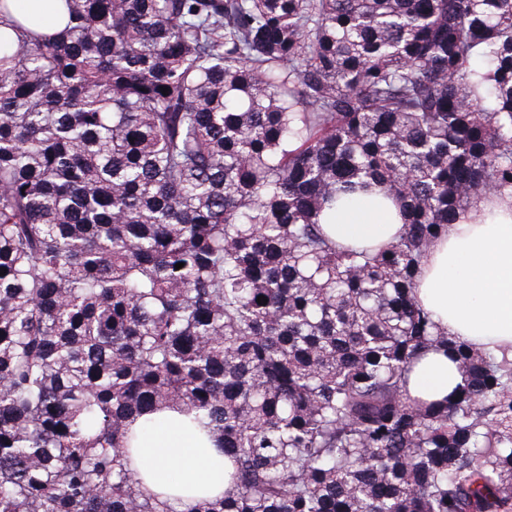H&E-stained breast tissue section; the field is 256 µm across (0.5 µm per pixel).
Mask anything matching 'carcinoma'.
Segmentation results:
<instances>
[{
  "mask_svg": "<svg viewBox=\"0 0 512 512\" xmlns=\"http://www.w3.org/2000/svg\"><path fill=\"white\" fill-rule=\"evenodd\" d=\"M60 4L0 0V512H512V361L413 293L512 194V0ZM373 190L397 241L324 234ZM429 349L441 401L406 390ZM167 410L224 495L145 491ZM58 0H20L24 2L18 6V12L35 15L43 19V27L47 33H52L57 28L61 5L55 3ZM458 382L460 377L448 358L441 352L429 351L411 373L409 391L412 397L441 400Z\"/></svg>",
  "mask_w": 512,
  "mask_h": 512,
  "instance_id": "1",
  "label": "carcinoma"
}]
</instances>
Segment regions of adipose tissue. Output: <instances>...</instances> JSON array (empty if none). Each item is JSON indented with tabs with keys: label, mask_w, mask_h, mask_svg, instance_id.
I'll list each match as a JSON object with an SVG mask.
<instances>
[{
	"label": "adipose tissue",
	"mask_w": 512,
	"mask_h": 512,
	"mask_svg": "<svg viewBox=\"0 0 512 512\" xmlns=\"http://www.w3.org/2000/svg\"><path fill=\"white\" fill-rule=\"evenodd\" d=\"M400 208L374 193H357L327 216L340 243L379 245L404 231ZM415 293L433 320L469 345L512 360V195L482 199L435 239L415 278ZM460 377L442 353L422 356L410 376L411 395L440 400ZM135 465L146 491L191 503L220 496L224 453L188 418L163 415L139 441Z\"/></svg>",
	"instance_id": "obj_1"
}]
</instances>
